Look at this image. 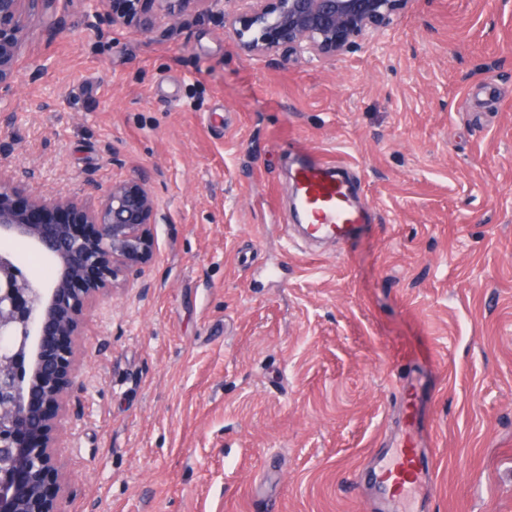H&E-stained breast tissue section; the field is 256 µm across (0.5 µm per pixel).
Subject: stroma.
Wrapping results in <instances>:
<instances>
[{
	"label": "stroma",
	"instance_id": "1",
	"mask_svg": "<svg viewBox=\"0 0 512 512\" xmlns=\"http://www.w3.org/2000/svg\"><path fill=\"white\" fill-rule=\"evenodd\" d=\"M65 18L30 24L0 168L47 196L144 176L158 211L75 339L66 512H512V0H410L322 61L201 11ZM293 157L343 165L350 242L288 241ZM404 381L436 453L407 502L374 476Z\"/></svg>",
	"mask_w": 512,
	"mask_h": 512
}]
</instances>
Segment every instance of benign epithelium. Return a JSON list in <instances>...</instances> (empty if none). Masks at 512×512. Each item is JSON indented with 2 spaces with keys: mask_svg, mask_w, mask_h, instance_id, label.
I'll return each instance as SVG.
<instances>
[{
  "mask_svg": "<svg viewBox=\"0 0 512 512\" xmlns=\"http://www.w3.org/2000/svg\"><path fill=\"white\" fill-rule=\"evenodd\" d=\"M68 0H0V112L21 81L15 67L26 15H55ZM112 23L135 20L150 35L185 7L216 13L235 27L239 47L258 56L286 49L329 60L359 39L375 40L409 0H110ZM98 206L28 198L0 172V240H22L53 267L50 281L31 275L0 248V512H65L60 496L59 436L52 410L80 398L74 337L85 311L121 275L154 253L155 204L146 179L87 184Z\"/></svg>",
  "mask_w": 512,
  "mask_h": 512,
  "instance_id": "benign-epithelium-1",
  "label": "benign epithelium"
}]
</instances>
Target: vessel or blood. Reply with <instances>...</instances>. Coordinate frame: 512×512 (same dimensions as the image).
Returning <instances> with one entry per match:
<instances>
[{
  "label": "vessel or blood",
  "mask_w": 512,
  "mask_h": 512,
  "mask_svg": "<svg viewBox=\"0 0 512 512\" xmlns=\"http://www.w3.org/2000/svg\"><path fill=\"white\" fill-rule=\"evenodd\" d=\"M295 186V210L304 219L307 238L331 237L337 243L348 242L367 222V212L353 201V193L341 169L326 161L311 160L296 165L292 173ZM414 421H406L398 449L380 476L385 496L407 495L425 469L423 458L416 456Z\"/></svg>",
  "instance_id": "b4317fda"
}]
</instances>
